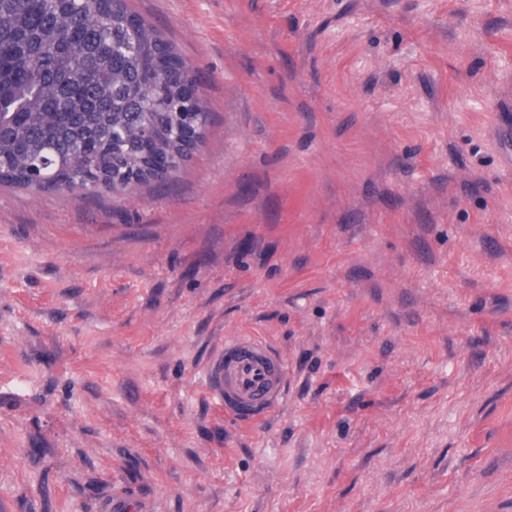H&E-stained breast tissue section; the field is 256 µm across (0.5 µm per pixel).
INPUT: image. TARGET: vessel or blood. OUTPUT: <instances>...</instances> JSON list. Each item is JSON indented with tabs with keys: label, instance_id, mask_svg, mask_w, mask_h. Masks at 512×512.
Here are the masks:
<instances>
[{
	"label": "vessel or blood",
	"instance_id": "1",
	"mask_svg": "<svg viewBox=\"0 0 512 512\" xmlns=\"http://www.w3.org/2000/svg\"><path fill=\"white\" fill-rule=\"evenodd\" d=\"M206 384L226 416L252 421L282 406L287 366L271 342L243 334L228 336L206 371Z\"/></svg>",
	"mask_w": 512,
	"mask_h": 512
}]
</instances>
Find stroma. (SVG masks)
<instances>
[{"label": "stroma", "instance_id": "stroma-1", "mask_svg": "<svg viewBox=\"0 0 512 512\" xmlns=\"http://www.w3.org/2000/svg\"><path fill=\"white\" fill-rule=\"evenodd\" d=\"M210 113L162 185L0 186V512H512V0H128ZM235 334L288 366L231 421ZM206 384L224 415L252 421L273 414L284 403L287 366L271 342L228 336L206 371Z\"/></svg>", "mask_w": 512, "mask_h": 512}]
</instances>
